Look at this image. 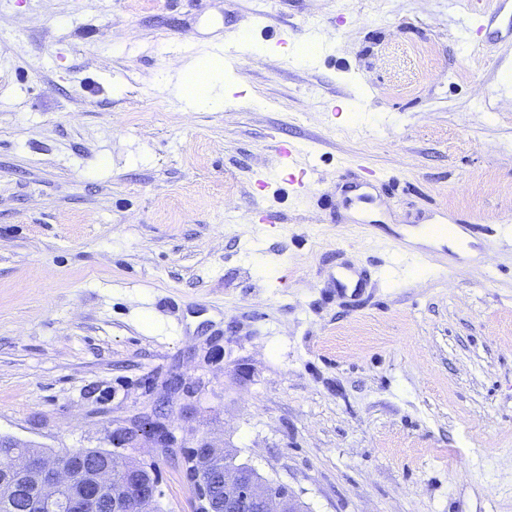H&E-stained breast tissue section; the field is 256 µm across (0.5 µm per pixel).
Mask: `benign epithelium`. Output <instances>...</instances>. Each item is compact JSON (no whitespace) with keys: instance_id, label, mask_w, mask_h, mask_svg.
Listing matches in <instances>:
<instances>
[{"instance_id":"benign-epithelium-1","label":"benign epithelium","mask_w":512,"mask_h":512,"mask_svg":"<svg viewBox=\"0 0 512 512\" xmlns=\"http://www.w3.org/2000/svg\"><path fill=\"white\" fill-rule=\"evenodd\" d=\"M143 437L148 438L153 448L176 445V436L163 422L152 432L128 428L125 442L137 445ZM195 447L200 477L221 455V448L207 438L197 440ZM135 470L137 475L120 482L107 495L103 487L108 484V476L102 471L65 464L46 454H23L16 457L12 470L0 475V490L27 494L41 512H101L106 503L112 512H137L146 503L155 502L160 489L150 468L138 465ZM296 508L293 496L271 489L252 468L243 463H225L224 512H291Z\"/></svg>"}]
</instances>
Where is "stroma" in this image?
I'll use <instances>...</instances> for the list:
<instances>
[{
	"label": "stroma",
	"mask_w": 512,
	"mask_h": 512,
	"mask_svg": "<svg viewBox=\"0 0 512 512\" xmlns=\"http://www.w3.org/2000/svg\"><path fill=\"white\" fill-rule=\"evenodd\" d=\"M0 55V436L151 466L161 512L181 452L118 443L158 409L305 512H512V69L455 0H0ZM277 138L310 192L257 191ZM217 52L226 56L232 52V48L224 44ZM221 54L198 58L184 71L180 91L185 100L196 104H208L215 100L214 89L224 76V58ZM305 151L302 144L292 143L288 147H283L280 152V169H292L294 172L288 173V183L294 186L296 190H304L311 187L313 178V167L309 165L301 166L297 158ZM297 173V174H296Z\"/></svg>",
	"instance_id": "1"
}]
</instances>
